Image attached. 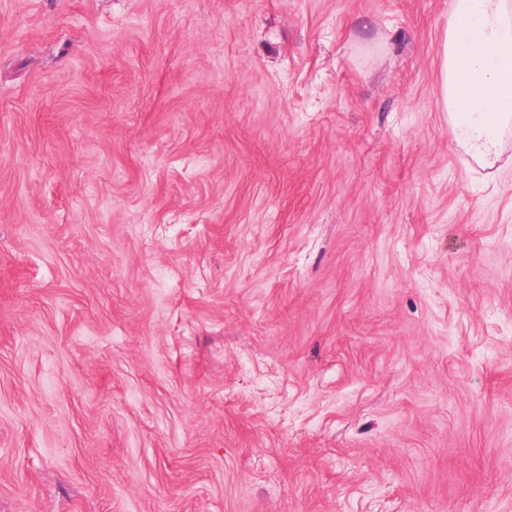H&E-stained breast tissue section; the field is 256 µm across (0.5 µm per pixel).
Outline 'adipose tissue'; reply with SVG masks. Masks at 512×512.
Returning a JSON list of instances; mask_svg holds the SVG:
<instances>
[{
  "mask_svg": "<svg viewBox=\"0 0 512 512\" xmlns=\"http://www.w3.org/2000/svg\"><path fill=\"white\" fill-rule=\"evenodd\" d=\"M440 58L459 142L475 158L496 155L512 123V0H452Z\"/></svg>",
  "mask_w": 512,
  "mask_h": 512,
  "instance_id": "ef3b65f1",
  "label": "adipose tissue"
}]
</instances>
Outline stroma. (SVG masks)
Returning a JSON list of instances; mask_svg holds the SVG:
<instances>
[{"instance_id":"1","label":"stroma","mask_w":512,"mask_h":512,"mask_svg":"<svg viewBox=\"0 0 512 512\" xmlns=\"http://www.w3.org/2000/svg\"><path fill=\"white\" fill-rule=\"evenodd\" d=\"M451 0H0V512H512V131ZM440 58L459 142L480 160L496 155L512 121L511 0H453Z\"/></svg>"}]
</instances>
